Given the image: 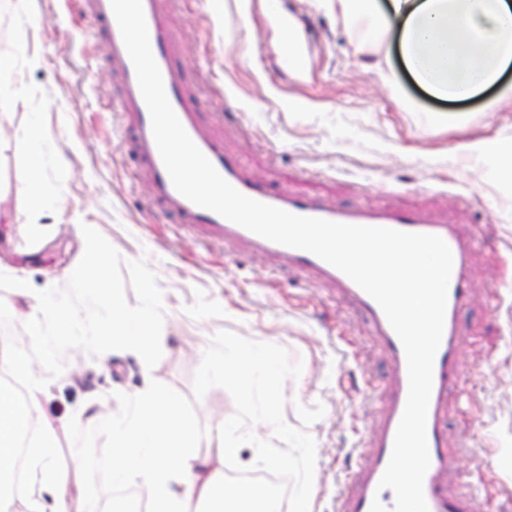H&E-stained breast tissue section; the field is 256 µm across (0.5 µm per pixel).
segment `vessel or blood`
I'll return each mask as SVG.
<instances>
[{
    "label": "vessel or blood",
    "mask_w": 512,
    "mask_h": 512,
    "mask_svg": "<svg viewBox=\"0 0 512 512\" xmlns=\"http://www.w3.org/2000/svg\"><path fill=\"white\" fill-rule=\"evenodd\" d=\"M150 45L161 71L167 97L186 132L211 161L221 176L242 194L290 213L332 222L389 228L402 232L441 237L450 247L453 268L449 282L444 330L437 351L433 386L427 415L430 467L423 482L429 512H480L479 500L461 488L457 458L448 445V396L463 386L469 371L460 355L463 340L461 313L472 300L466 269L479 245L475 229L448 223L426 210L392 207L339 208L320 199L275 192L242 164L239 155L224 144L213 123L214 104L190 91L183 66V38L173 23L176 0H142ZM85 16L92 23L91 35L102 41L106 62L116 81L113 109L121 115V148L130 150L137 161L134 175L142 187L149 209L174 218L200 243H221L229 253L250 252L274 258L282 272L308 274L326 289L347 300L368 322L377 349L387 363V376L380 393L372 395L369 409L374 428L361 440L354 453L355 465L340 480L333 512H371L380 501L392 512V490L378 484L388 465L397 427L408 396V365L404 348L380 306L343 272L314 254L269 241L201 208L173 186L153 138L151 119L140 92L135 70L115 20L110 0H82ZM289 48L280 64L299 73L300 45L305 32L296 29L287 12L275 18Z\"/></svg>",
    "instance_id": "vessel-or-blood-1"
}]
</instances>
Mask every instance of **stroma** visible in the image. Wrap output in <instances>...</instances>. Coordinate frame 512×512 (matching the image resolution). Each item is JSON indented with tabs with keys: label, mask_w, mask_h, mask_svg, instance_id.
Instances as JSON below:
<instances>
[{
	"label": "stroma",
	"mask_w": 512,
	"mask_h": 512,
	"mask_svg": "<svg viewBox=\"0 0 512 512\" xmlns=\"http://www.w3.org/2000/svg\"><path fill=\"white\" fill-rule=\"evenodd\" d=\"M293 11L311 39L300 78L280 67L272 8ZM174 23L184 35L186 69L204 98L224 97L217 118L226 146L270 184L339 206H400L447 213L477 226L481 245L468 267L474 290L462 314L460 349L472 371L448 397V440L458 469L480 493L482 512H512V177L494 173L467 142L490 133L512 139V111L489 112L486 95L453 106L419 90L388 46H380L387 84L324 0H180ZM77 0H0V273L43 290L68 280L84 252L81 224L103 234L124 260H145L163 291V356L154 368L123 355L81 354L79 369L50 381L41 413L60 427L61 461L84 466L74 430L93 425L111 450L106 418H91V398L117 405L144 378L193 394V377L213 337L229 330L286 349L303 365L287 381L284 418L323 405L311 424L316 467L311 512H329L338 479L374 421L370 391L387 374L369 327L347 301L300 272L270 277V262L224 247L200 246L152 216L133 182L131 153L116 138L115 85L101 43L84 38ZM43 157L34 185L31 146ZM207 432L198 451L226 462L209 438L235 411L211 388L195 404ZM482 455H474L473 447Z\"/></svg>",
	"instance_id": "35a3bbf8"
}]
</instances>
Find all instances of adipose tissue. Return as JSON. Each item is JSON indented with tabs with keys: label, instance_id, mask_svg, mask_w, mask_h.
Here are the masks:
<instances>
[{
	"label": "adipose tissue",
	"instance_id": "1",
	"mask_svg": "<svg viewBox=\"0 0 512 512\" xmlns=\"http://www.w3.org/2000/svg\"><path fill=\"white\" fill-rule=\"evenodd\" d=\"M327 9L370 43L395 37L413 79L433 97L458 101L496 88L488 110L512 109V84L501 76L512 65V0H328ZM0 372L24 379L18 393L0 384V484L12 476L18 441L27 446L25 482L18 497L0 494V512H94L78 474L61 464L56 427L40 413L46 387L23 351L0 347ZM112 477L133 485L152 512H277L265 491L230 493L222 471L196 450V436L178 398L144 384L109 422Z\"/></svg>",
	"mask_w": 512,
	"mask_h": 512
}]
</instances>
